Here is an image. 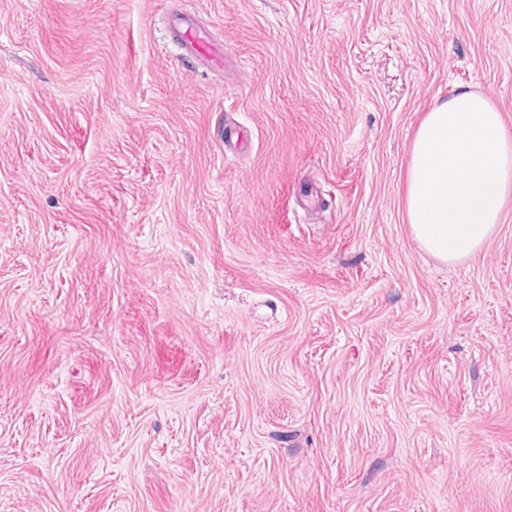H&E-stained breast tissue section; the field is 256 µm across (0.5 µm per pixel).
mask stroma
I'll return each instance as SVG.
<instances>
[{
  "label": "stroma",
  "mask_w": 512,
  "mask_h": 512,
  "mask_svg": "<svg viewBox=\"0 0 512 512\" xmlns=\"http://www.w3.org/2000/svg\"><path fill=\"white\" fill-rule=\"evenodd\" d=\"M460 87L512 0H0V512H512V199L405 215ZM175 25L186 57L210 68L224 66V44L215 42L207 31L197 27L188 16L177 18Z\"/></svg>",
  "instance_id": "35a3bbf8"
}]
</instances>
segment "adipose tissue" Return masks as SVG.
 <instances>
[{"label": "adipose tissue", "instance_id": "ef3b65f1", "mask_svg": "<svg viewBox=\"0 0 512 512\" xmlns=\"http://www.w3.org/2000/svg\"><path fill=\"white\" fill-rule=\"evenodd\" d=\"M512 195V134L482 96L459 90L420 123L408 166L407 221L445 262L477 257Z\"/></svg>", "mask_w": 512, "mask_h": 512}]
</instances>
